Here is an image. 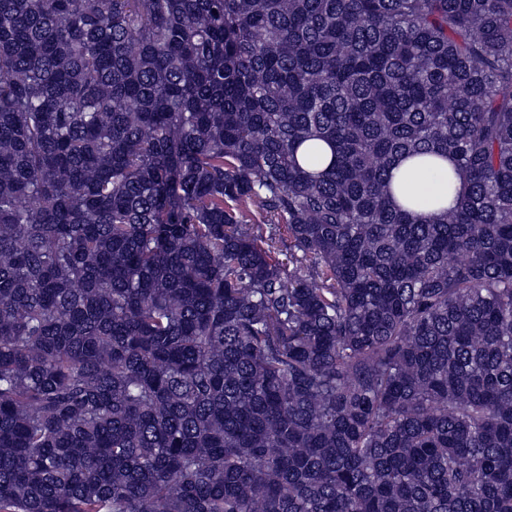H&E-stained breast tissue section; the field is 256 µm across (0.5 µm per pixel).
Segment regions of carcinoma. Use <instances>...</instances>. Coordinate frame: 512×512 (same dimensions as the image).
<instances>
[{
	"instance_id": "obj_1",
	"label": "carcinoma",
	"mask_w": 512,
	"mask_h": 512,
	"mask_svg": "<svg viewBox=\"0 0 512 512\" xmlns=\"http://www.w3.org/2000/svg\"><path fill=\"white\" fill-rule=\"evenodd\" d=\"M0 512H512V0H0ZM417 159L400 161L392 170V193L395 202L407 207L413 196H422L436 200V204L427 208L414 209L418 220H432L439 210L448 207L458 195L466 191V185L460 178H455L448 186V170L454 169V161L437 158L436 164L418 167Z\"/></svg>"
}]
</instances>
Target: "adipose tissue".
Wrapping results in <instances>:
<instances>
[{"mask_svg": "<svg viewBox=\"0 0 512 512\" xmlns=\"http://www.w3.org/2000/svg\"><path fill=\"white\" fill-rule=\"evenodd\" d=\"M453 167L454 161L450 158H440L435 164L422 167L412 159L399 162L392 171L391 179L395 202L405 206L415 196L433 199V206L415 211L418 220H432L440 208L448 206L458 195L466 191L462 179H449L448 172Z\"/></svg>", "mask_w": 512, "mask_h": 512, "instance_id": "ef3b65f1", "label": "adipose tissue"}]
</instances>
